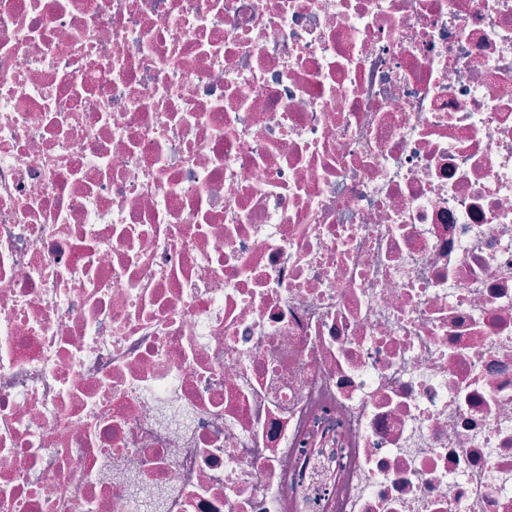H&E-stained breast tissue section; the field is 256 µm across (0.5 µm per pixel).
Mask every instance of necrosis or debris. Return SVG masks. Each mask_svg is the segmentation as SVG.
Returning <instances> with one entry per match:
<instances>
[{"mask_svg": "<svg viewBox=\"0 0 512 512\" xmlns=\"http://www.w3.org/2000/svg\"><path fill=\"white\" fill-rule=\"evenodd\" d=\"M0 512H512V0H0Z\"/></svg>", "mask_w": 512, "mask_h": 512, "instance_id": "obj_1", "label": "necrosis or debris"}]
</instances>
